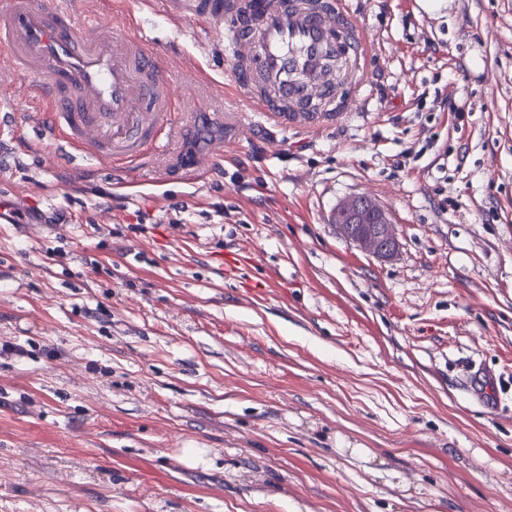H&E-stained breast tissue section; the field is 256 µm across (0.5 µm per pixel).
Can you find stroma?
Listing matches in <instances>:
<instances>
[{"label": "stroma", "mask_w": 512, "mask_h": 512, "mask_svg": "<svg viewBox=\"0 0 512 512\" xmlns=\"http://www.w3.org/2000/svg\"><path fill=\"white\" fill-rule=\"evenodd\" d=\"M423 4L350 0L368 104L303 133L130 0L187 132L129 199L0 92V512H512V0ZM358 193L394 258L329 224Z\"/></svg>", "instance_id": "obj_1"}]
</instances>
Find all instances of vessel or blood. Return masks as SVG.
<instances>
[{
    "mask_svg": "<svg viewBox=\"0 0 512 512\" xmlns=\"http://www.w3.org/2000/svg\"><path fill=\"white\" fill-rule=\"evenodd\" d=\"M172 13L224 35L241 71L238 94L254 111L302 132L358 112L370 45L349 0H167ZM344 74L330 77L339 51ZM40 116L57 150L111 172L142 161L185 128L174 119L168 67L134 31L132 18L92 22L79 0H0V74ZM314 107H305V100Z\"/></svg>",
    "mask_w": 512,
    "mask_h": 512,
    "instance_id": "vessel-or-blood-1",
    "label": "vessel or blood"
}]
</instances>
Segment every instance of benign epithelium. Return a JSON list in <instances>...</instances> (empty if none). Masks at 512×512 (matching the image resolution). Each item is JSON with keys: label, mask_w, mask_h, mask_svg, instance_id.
<instances>
[{"label": "benign epithelium", "mask_w": 512, "mask_h": 512, "mask_svg": "<svg viewBox=\"0 0 512 512\" xmlns=\"http://www.w3.org/2000/svg\"><path fill=\"white\" fill-rule=\"evenodd\" d=\"M332 223L341 237L376 258L391 259L399 251L400 242L394 225L384 210L366 194L353 195L337 205Z\"/></svg>", "instance_id": "obj_1"}]
</instances>
